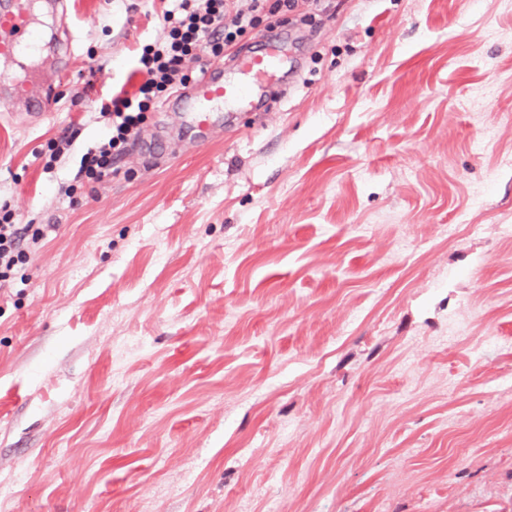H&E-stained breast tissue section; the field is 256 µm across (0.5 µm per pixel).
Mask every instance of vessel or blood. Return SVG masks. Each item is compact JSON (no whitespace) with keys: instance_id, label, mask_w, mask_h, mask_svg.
<instances>
[{"instance_id":"b4317fda","label":"vessel or blood","mask_w":512,"mask_h":512,"mask_svg":"<svg viewBox=\"0 0 512 512\" xmlns=\"http://www.w3.org/2000/svg\"><path fill=\"white\" fill-rule=\"evenodd\" d=\"M284 39L281 31L266 32L263 42L266 50L248 62L249 83L228 85L220 70L207 71L189 89L179 92L173 99L171 108L177 112L190 113L198 124H205L215 113L225 107L249 99L255 86L261 85L265 75L277 64V52ZM41 38L29 10L27 0H0V58L17 62L28 61L29 57L42 51ZM0 83L11 86L14 93L28 98L33 110H42L45 100L53 98V85H45L43 95L29 99L28 84L14 80L8 73L0 75Z\"/></svg>"}]
</instances>
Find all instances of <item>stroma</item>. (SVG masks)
I'll list each match as a JSON object with an SVG mask.
<instances>
[{
  "label": "stroma",
  "instance_id": "stroma-1",
  "mask_svg": "<svg viewBox=\"0 0 512 512\" xmlns=\"http://www.w3.org/2000/svg\"><path fill=\"white\" fill-rule=\"evenodd\" d=\"M165 5L34 8L70 72L0 88V206L53 227L0 284V512H512V0L307 2L269 111L161 93L76 179ZM73 137V135H68L67 132H64L56 139H51L49 141V160L45 161L43 165V171L45 173H51L53 171L55 168L54 163L57 162L71 147L73 143Z\"/></svg>",
  "mask_w": 512,
  "mask_h": 512
}]
</instances>
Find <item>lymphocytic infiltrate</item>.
Returning a JSON list of instances; mask_svg holds the SVG:
<instances>
[{
    "label": "lymphocytic infiltrate",
    "instance_id": "obj_1",
    "mask_svg": "<svg viewBox=\"0 0 512 512\" xmlns=\"http://www.w3.org/2000/svg\"><path fill=\"white\" fill-rule=\"evenodd\" d=\"M298 7V0H250L243 10L235 7L234 0H171L170 9L163 14V40L145 45L136 61L141 83L135 91L122 90L113 95L107 108V132L82 154L79 175L96 181L111 176L113 161L135 141L144 114L158 95L189 83L185 60L207 65L238 38L257 29L263 19ZM45 237L44 229L18 223L12 210L0 207L1 283L29 259L31 247Z\"/></svg>",
    "mask_w": 512,
    "mask_h": 512
}]
</instances>
